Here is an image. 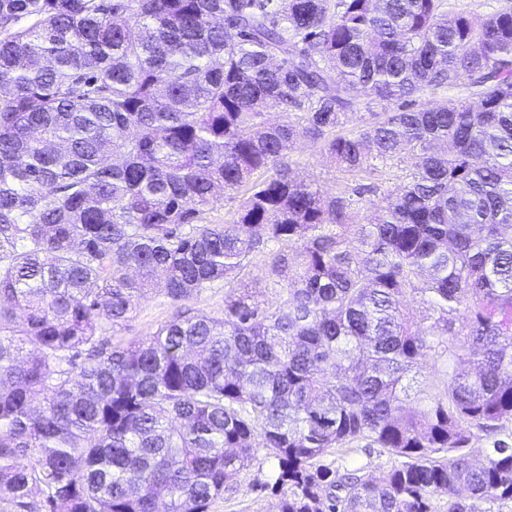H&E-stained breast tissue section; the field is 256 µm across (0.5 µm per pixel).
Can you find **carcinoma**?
I'll return each instance as SVG.
<instances>
[{
	"label": "carcinoma",
	"mask_w": 512,
	"mask_h": 512,
	"mask_svg": "<svg viewBox=\"0 0 512 512\" xmlns=\"http://www.w3.org/2000/svg\"><path fill=\"white\" fill-rule=\"evenodd\" d=\"M463 80L475 102L415 107ZM1 89V503L208 512L261 448L279 512L512 503V444L468 452L512 428L511 8L0 0ZM374 102L397 108L344 130ZM301 140L350 174L418 162L378 202L330 195L285 162ZM258 254L270 306L238 287ZM220 283V317L104 336ZM362 442L398 464H318ZM241 203V194L236 191L228 190L224 197H220L211 206L209 213L210 220L214 224H224V221L231 217V214ZM176 307L157 291L149 292L136 311L121 326L110 330L107 336L114 345L141 339L155 331L160 324L172 319Z\"/></svg>",
	"instance_id": "carcinoma-1"
}]
</instances>
